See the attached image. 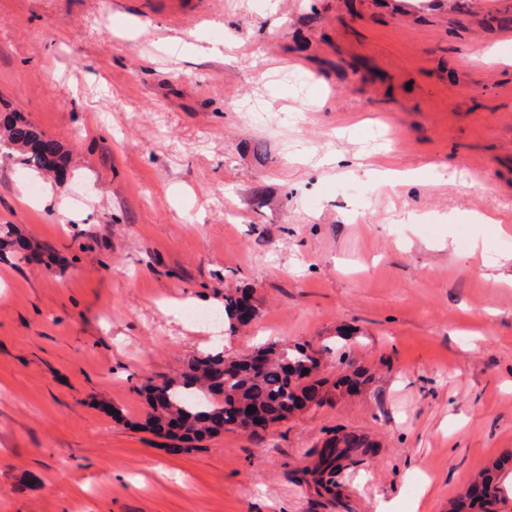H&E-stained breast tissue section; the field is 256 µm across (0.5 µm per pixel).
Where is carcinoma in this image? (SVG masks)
I'll use <instances>...</instances> for the list:
<instances>
[{
    "label": "carcinoma",
    "mask_w": 512,
    "mask_h": 512,
    "mask_svg": "<svg viewBox=\"0 0 512 512\" xmlns=\"http://www.w3.org/2000/svg\"><path fill=\"white\" fill-rule=\"evenodd\" d=\"M6 158L23 169L38 175H64V157L59 147L47 148L45 139L21 114L4 109L0 113V159ZM224 308L229 314V327L247 323L253 316L247 298L227 294ZM270 355L260 370L248 365L241 356L228 357L222 352H201L190 367L189 376L179 384H156L148 380L140 385L154 416L181 419L191 436L197 440L221 431H237L238 414L255 408L258 426L267 428L303 410L317 398L319 382L312 379L317 358L299 345H266L254 349ZM309 373H303V370ZM365 448L367 443L354 434H334L326 442L322 460L323 473L335 469V449ZM488 512L512 499L503 483L483 481Z\"/></svg>",
    "instance_id": "carcinoma-1"
}]
</instances>
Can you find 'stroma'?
<instances>
[{
  "instance_id": "stroma-1",
  "label": "stroma",
  "mask_w": 512,
  "mask_h": 512,
  "mask_svg": "<svg viewBox=\"0 0 512 512\" xmlns=\"http://www.w3.org/2000/svg\"><path fill=\"white\" fill-rule=\"evenodd\" d=\"M0 100L68 165L0 160V512H450L512 477V0H0ZM245 290L247 325L194 319ZM273 341L356 392L145 429L141 382ZM337 429L371 447L328 494ZM341 445L344 448H367V443L360 437L354 434H334L326 442L325 457L322 460L323 470L326 474V482L330 483L331 475L335 469L336 453L335 448H340Z\"/></svg>"
}]
</instances>
